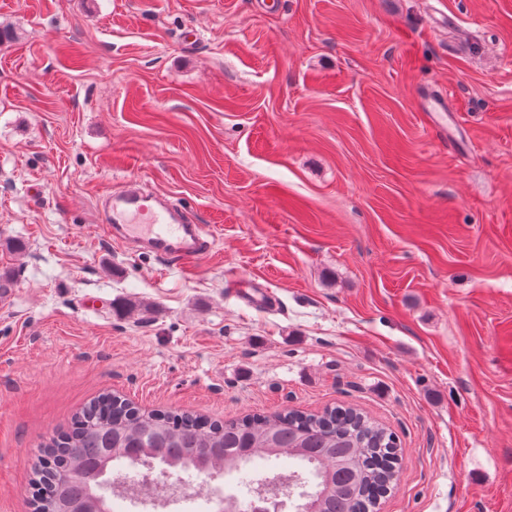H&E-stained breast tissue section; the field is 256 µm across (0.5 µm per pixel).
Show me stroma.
Returning <instances> with one entry per match:
<instances>
[{"mask_svg":"<svg viewBox=\"0 0 512 512\" xmlns=\"http://www.w3.org/2000/svg\"><path fill=\"white\" fill-rule=\"evenodd\" d=\"M0 30V512L107 391L353 404L400 441L381 512H512V0H0ZM128 179L210 255L108 240Z\"/></svg>","mask_w":512,"mask_h":512,"instance_id":"1","label":"stroma"}]
</instances>
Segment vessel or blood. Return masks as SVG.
I'll return each mask as SVG.
<instances>
[{"instance_id":"obj_1","label":"vessel or blood","mask_w":512,"mask_h":512,"mask_svg":"<svg viewBox=\"0 0 512 512\" xmlns=\"http://www.w3.org/2000/svg\"><path fill=\"white\" fill-rule=\"evenodd\" d=\"M102 230L107 238L138 251H148L168 261L192 263L211 250L203 225L190 212L172 206L165 198L126 183L99 199Z\"/></svg>"}]
</instances>
